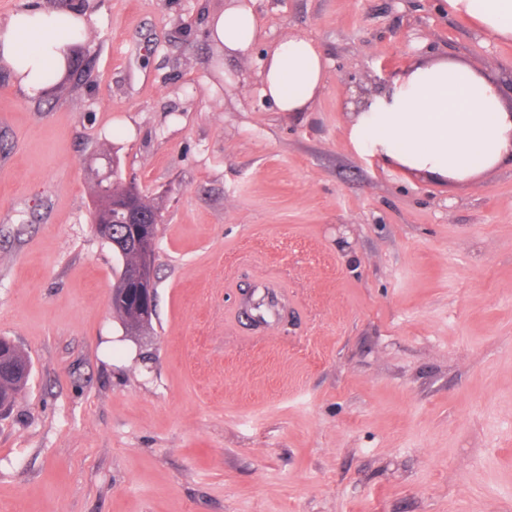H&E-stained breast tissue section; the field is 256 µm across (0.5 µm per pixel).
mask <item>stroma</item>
I'll return each instance as SVG.
<instances>
[{
	"label": "stroma",
	"mask_w": 512,
	"mask_h": 512,
	"mask_svg": "<svg viewBox=\"0 0 512 512\" xmlns=\"http://www.w3.org/2000/svg\"><path fill=\"white\" fill-rule=\"evenodd\" d=\"M96 23L33 99L0 67V336L30 359L0 415V512H512V167L415 178L349 141L420 55L512 72L436 0H78ZM314 40L306 112L264 47ZM161 207L156 315L126 334L92 171ZM208 22L207 33L213 45L222 47L229 55H249L261 41L260 26L255 12L256 0H233ZM260 92L280 112L311 109L325 85V60L311 40L290 36L272 45L260 64Z\"/></svg>",
	"instance_id": "35a3bbf8"
}]
</instances>
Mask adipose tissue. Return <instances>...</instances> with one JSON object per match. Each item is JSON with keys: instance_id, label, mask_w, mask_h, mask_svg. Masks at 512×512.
<instances>
[{"instance_id": "1", "label": "adipose tissue", "mask_w": 512, "mask_h": 512, "mask_svg": "<svg viewBox=\"0 0 512 512\" xmlns=\"http://www.w3.org/2000/svg\"><path fill=\"white\" fill-rule=\"evenodd\" d=\"M441 7L482 35L512 40V0H441ZM92 22L76 0H29L0 23V66L29 97H40ZM207 33L226 54L249 55L261 40L255 0H235L209 20ZM259 76L262 96L278 111L305 112L324 88L325 60L295 35L267 50ZM350 141L409 175L471 183L512 165V97L496 73L461 58L421 56L352 113Z\"/></svg>"}]
</instances>
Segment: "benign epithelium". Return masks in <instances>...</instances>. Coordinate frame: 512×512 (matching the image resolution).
I'll return each mask as SVG.
<instances>
[{
	"label": "benign epithelium",
	"instance_id": "obj_1",
	"mask_svg": "<svg viewBox=\"0 0 512 512\" xmlns=\"http://www.w3.org/2000/svg\"><path fill=\"white\" fill-rule=\"evenodd\" d=\"M160 222L159 215H154L150 222L143 221L140 212L132 204L112 203V213L104 223L95 225V235L102 241L121 249L134 246L139 255L138 262L124 268L127 280L134 288V307L143 318L154 315L156 303L154 288V265L156 253V226ZM114 224L125 225L122 237H114Z\"/></svg>",
	"mask_w": 512,
	"mask_h": 512
}]
</instances>
